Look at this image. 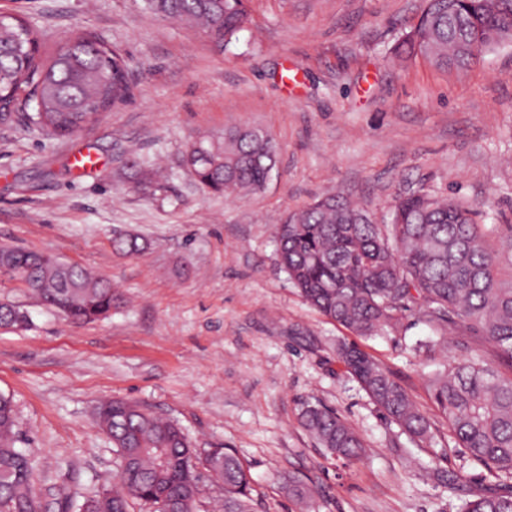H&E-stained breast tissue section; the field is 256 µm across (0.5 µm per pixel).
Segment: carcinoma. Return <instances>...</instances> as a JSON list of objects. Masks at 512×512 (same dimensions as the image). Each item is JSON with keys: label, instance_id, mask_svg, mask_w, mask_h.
I'll list each match as a JSON object with an SVG mask.
<instances>
[{"label": "carcinoma", "instance_id": "carcinoma-1", "mask_svg": "<svg viewBox=\"0 0 512 512\" xmlns=\"http://www.w3.org/2000/svg\"><path fill=\"white\" fill-rule=\"evenodd\" d=\"M247 0H144L161 18L195 23L218 42H229L247 15ZM512 32V0H427L414 31L399 54L422 56L446 69H464ZM38 39L24 23L0 14V102L33 106L18 118L54 136L70 135L98 119L109 106L126 101L131 89L122 55L86 36L61 45L48 62L38 61ZM193 175L218 193L249 196L264 189L275 166L277 145L255 127H232L190 148ZM479 211L453 197L414 192L399 198L390 220L340 195L288 213L276 230L281 267L303 299L357 336L400 328L406 315L434 332L453 329L482 335L497 360L512 369V270L503 271L489 245L498 227L478 222ZM116 250L138 254L135 235L115 239ZM0 265L13 270L41 301L73 323L111 315L117 295L87 269L41 252L0 246ZM23 329L29 317L12 303H0V325ZM336 356L377 408L419 439L429 435L428 419L407 390L365 352L340 344ZM429 394L461 448L482 465L512 475V378L475 360L453 362L429 380ZM99 428L118 455L112 512L131 503L166 500L179 512H199L205 482L224 486V512H254L248 469L222 444L202 447L177 422L147 406L120 398L94 409ZM301 422L323 453L354 461L364 452L359 434L319 402L303 404ZM13 400L0 393V512H41L34 483L35 459L17 447ZM288 495L309 505L313 486L291 478ZM464 512H512L511 495L468 500Z\"/></svg>", "mask_w": 512, "mask_h": 512}]
</instances>
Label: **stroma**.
<instances>
[{"label": "stroma", "mask_w": 512, "mask_h": 512, "mask_svg": "<svg viewBox=\"0 0 512 512\" xmlns=\"http://www.w3.org/2000/svg\"><path fill=\"white\" fill-rule=\"evenodd\" d=\"M426 0H250L230 43L154 16L142 0H0L36 32L51 59L89 35L118 50L131 96L98 122L59 138L0 122V246L85 267L120 295L110 318L76 325L0 281V301L28 311L26 330H0V392L16 406L22 448L38 460L45 512H65L111 484L117 454L93 408L138 401L178 421L193 442L233 448L257 512H303L281 486L312 481L310 512H462L466 501L512 495V477L474 461L434 408L428 383L449 360L481 356L503 377L492 343L425 324L357 336L310 307L277 261L288 211L344 192L387 218L414 191L480 206L512 225V42L467 70L445 71L394 50ZM268 131L277 162L265 189L212 192L184 165L187 147L231 126ZM98 159L90 174L72 157ZM140 158L161 172L140 191ZM136 234L145 249L115 251ZM356 344L389 370L432 422L407 434L336 358ZM334 410L363 438L352 462L327 458L302 427L304 402Z\"/></svg>", "instance_id": "1"}]
</instances>
